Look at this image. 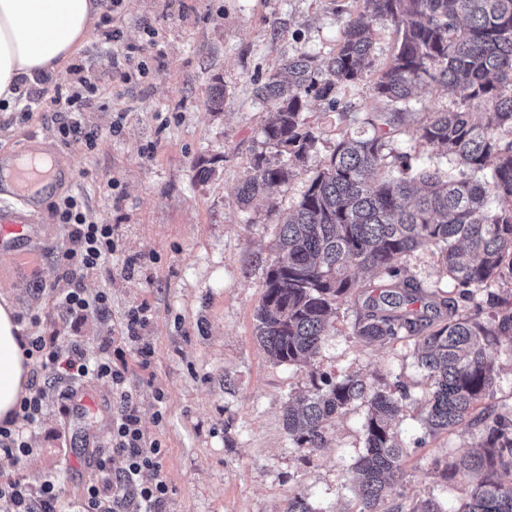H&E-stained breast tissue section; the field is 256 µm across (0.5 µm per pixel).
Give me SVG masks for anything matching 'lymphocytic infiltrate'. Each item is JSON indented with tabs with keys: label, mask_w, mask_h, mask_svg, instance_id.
<instances>
[{
	"label": "lymphocytic infiltrate",
	"mask_w": 512,
	"mask_h": 512,
	"mask_svg": "<svg viewBox=\"0 0 512 512\" xmlns=\"http://www.w3.org/2000/svg\"><path fill=\"white\" fill-rule=\"evenodd\" d=\"M65 82L54 86L55 101L65 102L57 112V130L65 138H85L94 145L95 136L85 131L81 113L85 100L65 95ZM55 214L66 224L72 248L64 254L68 267L79 272L100 270L112 255V227L86 223L74 197L64 198ZM27 358L40 369L54 372L62 382L72 384L86 378L108 381L119 400L118 415L112 422L109 446L96 460L97 476L85 485L80 512H163L169 486L162 473L163 450L148 441L138 406L125 388V365L107 359L86 357L78 344L60 348L54 337L30 334L24 344ZM59 489L48 479L39 486L8 480L0 482V512H59Z\"/></svg>",
	"instance_id": "f902f5d3"
}]
</instances>
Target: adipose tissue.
<instances>
[{
    "label": "adipose tissue",
    "mask_w": 512,
    "mask_h": 512,
    "mask_svg": "<svg viewBox=\"0 0 512 512\" xmlns=\"http://www.w3.org/2000/svg\"><path fill=\"white\" fill-rule=\"evenodd\" d=\"M102 12V0H0V106L11 107L22 79L62 70ZM21 332L10 297L0 294V423L15 419L28 391Z\"/></svg>",
    "instance_id": "obj_1"
}]
</instances>
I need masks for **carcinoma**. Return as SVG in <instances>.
Returning <instances> with one entry per match:
<instances>
[{"label": "carcinoma", "instance_id": "carcinoma-1", "mask_svg": "<svg viewBox=\"0 0 512 512\" xmlns=\"http://www.w3.org/2000/svg\"><path fill=\"white\" fill-rule=\"evenodd\" d=\"M399 37L373 91L383 107L362 132L343 129L329 159L311 177L294 210L277 224L275 255L255 313V336L276 364L300 365L318 353L342 303L363 298L353 335L387 345L414 339L429 384L420 405L426 433L477 429L466 469L481 476L455 512H512V410L488 403L499 383L500 337L512 336V0H365L346 21L336 53L301 55L257 84L256 98L274 105L262 128L265 144L287 160L254 157L239 188L248 205L288 182L317 147L306 122V98L354 84L374 60L376 25ZM327 78L320 84L319 71ZM435 85L459 95L454 107L425 113L418 141L444 158L431 167L396 147L417 114L415 92ZM430 245L453 280L448 296L425 291L404 262ZM370 271L380 284L365 283ZM431 298L435 318L418 305ZM411 398L358 373H311V389L287 406L284 427L295 448L328 445L331 421L360 403L364 452L351 465L359 512H404L397 486L404 448L395 439L401 403Z\"/></svg>", "mask_w": 512, "mask_h": 512}]
</instances>
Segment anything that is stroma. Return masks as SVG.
<instances>
[{"label":"stroma","instance_id":"stroma-1","mask_svg":"<svg viewBox=\"0 0 512 512\" xmlns=\"http://www.w3.org/2000/svg\"><path fill=\"white\" fill-rule=\"evenodd\" d=\"M362 9V0H120L74 57V70L60 73L78 94L96 88L82 114L98 135L96 147L60 137L50 96L25 120L14 109L0 112V158L44 153L74 176L40 202V222L19 249L0 244V292L10 294L22 325L39 318V332L57 336L59 345L77 342L89 358L126 361L125 387L148 440L164 450L165 512H284L297 493L313 512H357L348 478L363 448L366 407L336 418L328 446L309 454L294 447L283 425L289 401L310 388L314 371L407 385L411 397L396 425L407 450L405 507L434 496L455 512L470 489L463 474L444 482L437 463L461 461L475 434L425 436L417 400L427 380L413 342L378 345L353 336L360 302L341 307L305 366L273 363L254 333L275 226L337 138L327 100L309 97L305 116L320 137L316 152L266 200L241 204L239 187L254 156L276 157L261 135L272 105L255 97V87L284 59L331 56L345 21ZM110 25L121 31L129 60L112 62L103 36ZM373 82L369 74L333 91L350 130L381 107ZM218 86L224 106L214 112L209 100ZM203 166L212 170L204 181ZM70 195L87 223L112 227L111 258L80 282L87 295L107 293L104 319L66 318L57 305L68 286L59 258L70 241L54 208ZM141 304L149 319L136 336L101 350V338L115 335ZM143 350L151 353L145 369ZM40 384L45 406L26 433L31 452L0 454V480L37 486L59 474L61 508L77 512L117 405L101 380L85 379L67 402L51 372Z\"/></svg>","mask_w":512,"mask_h":512}]
</instances>
